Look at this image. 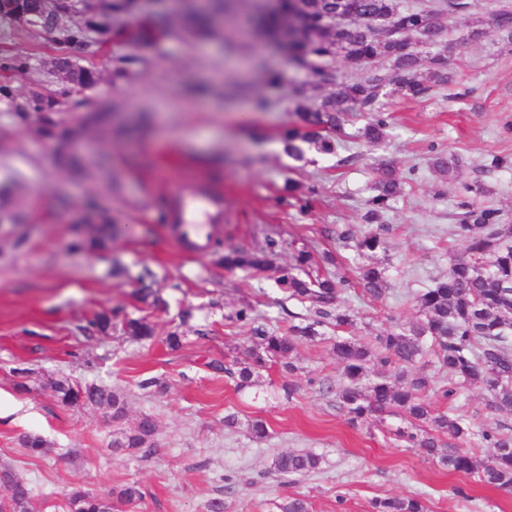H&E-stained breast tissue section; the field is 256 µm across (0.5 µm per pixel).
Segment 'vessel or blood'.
Here are the masks:
<instances>
[{
    "label": "vessel or blood",
    "mask_w": 512,
    "mask_h": 512,
    "mask_svg": "<svg viewBox=\"0 0 512 512\" xmlns=\"http://www.w3.org/2000/svg\"><path fill=\"white\" fill-rule=\"evenodd\" d=\"M224 221V193L208 184L186 182L171 192L167 222L178 233L186 252L198 254L207 250L209 240L202 228Z\"/></svg>",
    "instance_id": "b4317fda"
}]
</instances>
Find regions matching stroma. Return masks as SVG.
<instances>
[{
    "label": "stroma",
    "mask_w": 512,
    "mask_h": 512,
    "mask_svg": "<svg viewBox=\"0 0 512 512\" xmlns=\"http://www.w3.org/2000/svg\"><path fill=\"white\" fill-rule=\"evenodd\" d=\"M139 3L137 17L116 24L109 41L87 47L61 44L55 29L0 27V467L31 486L30 512H65L64 495L75 485L97 493L133 483L143 497L119 512H208L217 496L224 512H280L294 498L307 512H370L373 499L395 496L419 497L427 512H512V491L448 471L376 417L350 423L332 390L342 374L330 351L335 327H324V341L298 346L296 373L271 362L244 390L212 367L245 357L251 345L249 326L232 319L237 309L252 306L260 323L281 332L305 315V304L287 299L276 283L297 250L313 252V273L351 271L336 231L365 232L362 204L380 162H392L407 183L386 223V297L359 288L341 298L367 332L387 329L394 318L415 323L409 293L465 252L451 218L463 183L484 178L512 221V170H482L489 154H512L505 129L512 124V51L487 23L492 13L512 10V0H476L450 19L459 40L452 83L421 101L385 99L392 124L384 144L372 148L359 138L360 117L344 126L337 154L308 146L299 159L280 148L281 132L299 101L321 100L329 86L247 31L244 13L189 29L184 10H169L166 0ZM164 11L171 30L133 48L130 31ZM481 20L484 36L466 40ZM12 56L27 58L29 70L5 68ZM62 59L93 71V83L69 79ZM247 80L251 95L230 97ZM36 91L59 99L54 116L67 140H48L38 121L19 119ZM437 151L462 157L457 178L433 172ZM190 180L222 190L225 200L210 251L195 258L184 255L164 221L170 191ZM290 182L315 188L307 213L286 198ZM102 224L113 233L105 249L73 250L84 227ZM270 238L278 247L266 271L217 262L219 252L258 250ZM326 252L342 265L323 261ZM144 283L159 289L162 308L139 301ZM116 307L149 316L154 338L91 326L95 313ZM176 329L184 339L173 349L165 339ZM21 368L29 376L19 378ZM65 377L122 393L124 420L58 404L50 384ZM148 377L160 378L164 390L141 389ZM287 380L296 386L288 400L280 393ZM456 407L474 426L512 429V411L489 409L480 388L465 391ZM144 414L157 424L152 455L113 452V436ZM230 414L236 423L228 427ZM256 419L265 421V437L252 434ZM29 435L44 440L46 454L24 447ZM289 451H310L322 462L301 477L271 471L273 458Z\"/></svg>",
    "instance_id": "35a3bbf8"
}]
</instances>
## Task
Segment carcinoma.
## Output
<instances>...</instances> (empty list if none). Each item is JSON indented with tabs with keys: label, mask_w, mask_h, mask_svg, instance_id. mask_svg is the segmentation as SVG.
Listing matches in <instances>:
<instances>
[{
	"label": "carcinoma",
	"mask_w": 512,
	"mask_h": 512,
	"mask_svg": "<svg viewBox=\"0 0 512 512\" xmlns=\"http://www.w3.org/2000/svg\"><path fill=\"white\" fill-rule=\"evenodd\" d=\"M137 0H113L112 18L91 22L84 27H69L57 14L49 16V27L62 31L65 40L83 44L89 33L105 35L111 19L130 12ZM438 6L421 9L404 6L401 0H268L251 6L250 23L258 33L274 38L288 19L294 20L289 39L284 43L288 62L312 71L319 81L335 90L313 107L295 112L293 126L284 134L288 155L300 158L301 144L314 146L322 154L337 151L335 134L354 115L367 114L368 122L360 134L371 147L379 146L388 136L391 114L383 110L381 99L400 94L410 100L430 95L437 86L448 84V63L454 48L447 38V20L470 9L468 0H437ZM341 15L350 19L348 28L333 22ZM498 30L507 33L512 45V11L503 10L490 19ZM419 36L422 44L435 48L423 57L415 49L410 35ZM342 58L354 68L375 67V73L362 80H347L333 61ZM461 159L453 153L440 152L433 167L444 177L460 168ZM512 169V158L491 154L484 171ZM463 195L456 203L454 234L466 239L465 254L451 260L448 272L430 288L413 296L423 318L408 327L399 320L375 336L356 335L353 315L341 307L339 298L355 283L374 297L387 291L385 268L374 261L386 250V240L379 232L369 231L359 237L349 227L336 231V239L352 245L357 280L341 273L312 275L306 272L310 255L301 251L295 269L282 270L277 285L288 297L309 302L308 314L281 334L256 324L253 309L235 312L236 320L253 325V346L236 368L224 366V373L242 390L254 383L253 377L267 362H277L282 371L299 370L294 353L301 342L322 340L320 328L326 323L336 326V340L330 349L341 363L343 381L336 394L350 420L356 422L372 414L403 415L410 425L427 424L438 433L456 441L452 448L439 446L434 436H420L407 429L397 435L411 448H419L438 460L448 470L478 475V481L496 488L512 489V433L496 428L476 429L455 412L432 413L427 396L433 392L445 401L454 400L462 389L478 387L487 395L493 410L512 411V224L504 222L502 211L477 202L491 189L476 180L462 186ZM374 195L365 201L363 216L367 224L384 223L391 203L402 194L403 179L390 164L378 168ZM277 248L270 239L267 249L257 253L233 251L220 257L224 264L241 269L264 270ZM121 319L122 329L145 340L153 335L146 318L119 316V312L100 314L91 325L99 332ZM432 364L436 371L448 370L450 386L439 384L434 376L416 368L420 361ZM52 389L57 402L66 406L98 407L112 420L125 417V401L109 386L81 384L60 379ZM156 426L144 416L129 431L112 440L116 451L154 448ZM485 447L493 454L485 463H477L473 450ZM322 457L311 452H288L277 456L273 470L284 477L302 476L321 465ZM30 486L12 473L0 470V512H28ZM142 497L140 489L128 485L98 494L73 488L65 494L67 512H115L116 503H132ZM371 512H425L416 497H389L371 502Z\"/></svg>",
	"instance_id": "carcinoma-1"
}]
</instances>
